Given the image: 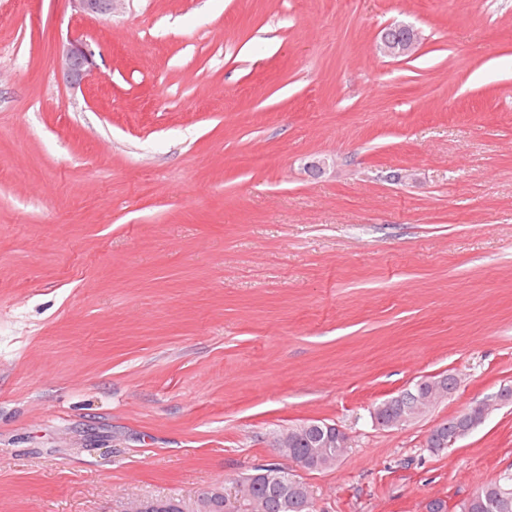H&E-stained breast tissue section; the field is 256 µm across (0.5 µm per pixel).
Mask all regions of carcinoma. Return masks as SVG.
<instances>
[{"label":"carcinoma","mask_w":512,"mask_h":512,"mask_svg":"<svg viewBox=\"0 0 512 512\" xmlns=\"http://www.w3.org/2000/svg\"><path fill=\"white\" fill-rule=\"evenodd\" d=\"M402 398L391 403H381L382 409L378 417L384 422L396 420L406 415L408 401H416L421 405L429 402L432 397L430 381L422 379L413 386L401 391ZM291 435L288 437V446L276 449L278 454L288 457H301L309 462L307 471H322L335 464L344 453L342 448H322L320 443L323 436L313 432H296L288 428ZM274 472L267 469V474ZM267 474L260 473L254 467L238 481L239 492L242 493V502L238 512H313V502L308 486L296 479L288 484V494L282 497L274 493V487L267 480ZM459 512H512V475L505 474L495 481L479 487L470 498L459 506Z\"/></svg>","instance_id":"1"}]
</instances>
